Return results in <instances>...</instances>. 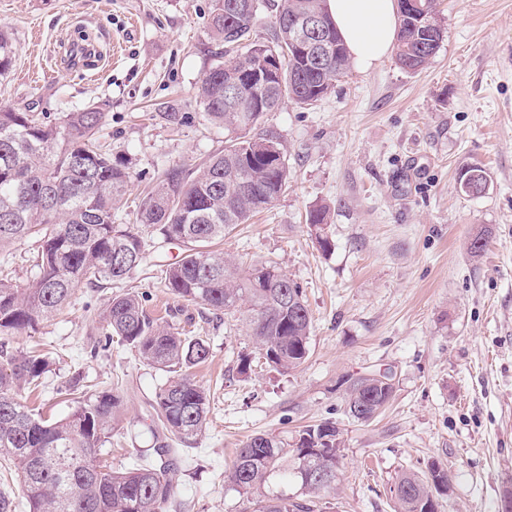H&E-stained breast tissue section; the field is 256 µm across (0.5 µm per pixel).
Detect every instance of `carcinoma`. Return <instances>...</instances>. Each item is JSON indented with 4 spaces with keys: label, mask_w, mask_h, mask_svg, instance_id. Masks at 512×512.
Wrapping results in <instances>:
<instances>
[{
    "label": "carcinoma",
    "mask_w": 512,
    "mask_h": 512,
    "mask_svg": "<svg viewBox=\"0 0 512 512\" xmlns=\"http://www.w3.org/2000/svg\"><path fill=\"white\" fill-rule=\"evenodd\" d=\"M265 0H211L209 28L222 44L200 82L197 99L207 120L227 131L249 132L283 100L311 108L332 93L347 75L350 60L336 32L329 30L331 54L317 66L301 54V20L328 16L326 0H280L270 36L256 39ZM444 37L439 0H399L395 59L416 72L437 54ZM280 59L276 73L268 57ZM12 42L0 29V76L12 64ZM238 86V100L226 85ZM103 113L68 112L53 122L41 112L0 106V252L16 242L34 241L35 272L22 286L0 279V335L36 334L70 304L79 285L122 283L143 257L141 232L118 223V213L133 178L127 159L112 157L98 145ZM288 159L283 145L267 134L227 140L189 174L171 168L143 192L135 223L159 231L185 246V256L165 272V287L176 297L215 312H240L266 363L290 371L309 353L312 319L300 286L274 262L241 267L214 245L224 234L270 208L288 189ZM490 177L480 166L459 172L467 196H481ZM307 224L322 252L331 208L316 205ZM105 349L112 336L167 374L150 406L156 423L155 463L116 469L98 460L112 436L123 405L113 390H90L77 376L65 394L76 406L63 420L49 421L25 405L15 388L38 386L49 360L37 351H0V459L14 470L29 512H167L175 471L169 439L194 442L206 425L210 398L189 369L202 364L209 344L161 324L131 291L112 295L103 313ZM393 386L375 375L354 379L346 410L372 421L393 399ZM341 433L330 421L305 428L293 441L255 435L237 452L227 474L239 493L251 494L293 460V470L310 497L332 489L342 459ZM434 485L414 473L395 484L397 512H424L432 491H448V474L432 470ZM255 512H312L300 499L276 495L256 501Z\"/></svg>",
    "instance_id": "1"
}]
</instances>
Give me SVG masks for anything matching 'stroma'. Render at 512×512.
Returning a JSON list of instances; mask_svg holds the SVG:
<instances>
[{"label": "stroma", "mask_w": 512, "mask_h": 512, "mask_svg": "<svg viewBox=\"0 0 512 512\" xmlns=\"http://www.w3.org/2000/svg\"><path fill=\"white\" fill-rule=\"evenodd\" d=\"M211 0H0V28L13 44L0 105L61 118L99 108V141L136 173L120 213L133 221L144 185L166 169H196L229 137L206 122L197 88L218 46ZM444 38L421 70L394 57L351 67L317 106L283 102L258 133L287 152L288 190L224 239L249 265L272 260L303 290L313 327L309 354L282 373L266 364L249 326L172 295L166 268L180 243L145 234L141 265L127 280L147 313L206 337L195 368L210 390L205 429L175 443L177 476L167 512H253L255 499L225 479L252 436L292 439L335 422L344 441L334 488L313 512H395L397 477L447 469L437 512H499L512 489V0H440ZM177 108L179 123L167 120ZM478 165L491 182L461 193L460 169ZM330 205L334 248L322 253L305 222ZM489 232L485 251L468 245ZM113 294L81 285L61 317L33 336L0 335V350L37 348L50 357L40 395L19 398L51 420L73 404L60 390L73 374L119 390L113 466L152 448L145 401L163 375L128 347L91 355ZM251 371L241 375V357ZM389 374L390 404L371 422L345 409L350 379Z\"/></svg>", "instance_id": "stroma-1"}]
</instances>
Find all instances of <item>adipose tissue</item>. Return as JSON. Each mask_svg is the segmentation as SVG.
Masks as SVG:
<instances>
[{
    "label": "adipose tissue",
    "instance_id": "ef3b65f1",
    "mask_svg": "<svg viewBox=\"0 0 512 512\" xmlns=\"http://www.w3.org/2000/svg\"><path fill=\"white\" fill-rule=\"evenodd\" d=\"M327 8L351 60L361 70L371 69L392 52L397 0H327Z\"/></svg>",
    "mask_w": 512,
    "mask_h": 512
}]
</instances>
